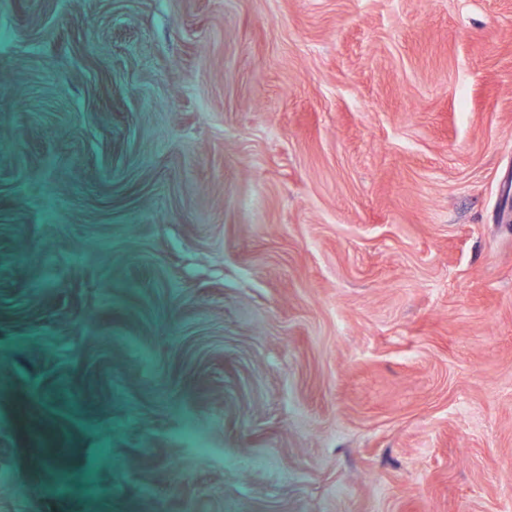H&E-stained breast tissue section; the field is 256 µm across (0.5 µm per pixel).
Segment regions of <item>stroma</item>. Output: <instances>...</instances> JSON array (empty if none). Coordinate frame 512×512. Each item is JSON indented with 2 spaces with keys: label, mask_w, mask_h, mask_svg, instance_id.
Segmentation results:
<instances>
[{
  "label": "stroma",
  "mask_w": 512,
  "mask_h": 512,
  "mask_svg": "<svg viewBox=\"0 0 512 512\" xmlns=\"http://www.w3.org/2000/svg\"><path fill=\"white\" fill-rule=\"evenodd\" d=\"M1 75L0 512H512V0H0Z\"/></svg>",
  "instance_id": "35a3bbf8"
}]
</instances>
